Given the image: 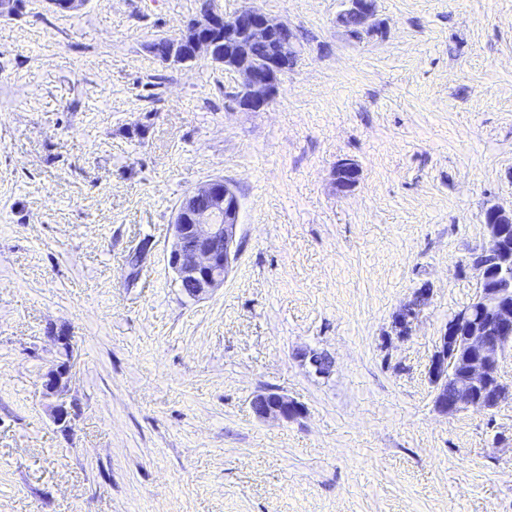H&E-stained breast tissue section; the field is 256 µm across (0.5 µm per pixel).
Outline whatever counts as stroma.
Here are the masks:
<instances>
[{"instance_id":"1","label":"stroma","mask_w":512,"mask_h":512,"mask_svg":"<svg viewBox=\"0 0 512 512\" xmlns=\"http://www.w3.org/2000/svg\"><path fill=\"white\" fill-rule=\"evenodd\" d=\"M202 3L0 18V512H512V400L443 415L430 374L478 291L483 213L512 207V0H377L358 39L343 0H214L295 31L263 112L223 65L151 52ZM214 178L239 256L192 298L171 224ZM60 333L63 425L41 386ZM267 391L303 415L258 419ZM336 25L356 39L363 32L378 33L382 23L377 17L376 0H345V9L336 17ZM359 166L352 159H343L336 165V186L342 193L350 192L358 183ZM430 288L417 289L411 300L405 303L394 316L395 327L400 335H407L417 319L420 307L429 299Z\"/></svg>"}]
</instances>
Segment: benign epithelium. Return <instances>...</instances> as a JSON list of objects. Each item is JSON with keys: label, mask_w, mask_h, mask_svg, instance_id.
I'll use <instances>...</instances> for the list:
<instances>
[{"label": "benign epithelium", "mask_w": 512, "mask_h": 512, "mask_svg": "<svg viewBox=\"0 0 512 512\" xmlns=\"http://www.w3.org/2000/svg\"><path fill=\"white\" fill-rule=\"evenodd\" d=\"M336 25L356 39L364 32L381 31L376 0H345V9L336 17ZM266 41L275 42L276 47L264 64L250 62L244 53L245 46ZM184 45L194 58L204 54L240 77L230 98L237 107L249 112H261L269 106L280 75L296 61L293 28L251 7L227 17L207 2L201 16L189 22L179 40L166 39L154 52L169 62L173 53L168 48ZM359 175L354 160L338 162L335 176L339 191H351ZM240 210L237 193L222 179L209 180L180 200L172 224L169 265L187 295L198 298L224 285L239 255L236 229ZM484 224L488 239L470 256L479 280L478 294L448 322L431 367L436 385L434 405L445 415L470 407L492 410L512 399V387L505 385L499 375L501 360L512 348V255L505 253L502 240L504 226L512 225V210L491 206L484 212ZM429 296L430 289H417L395 314L394 324L399 334L409 333ZM70 372L68 362L49 370L42 382L45 396L61 400ZM450 379L452 389L441 386ZM251 407L260 419L288 422L303 414L300 404L275 392L255 396Z\"/></svg>", "instance_id": "7a95c632"}]
</instances>
